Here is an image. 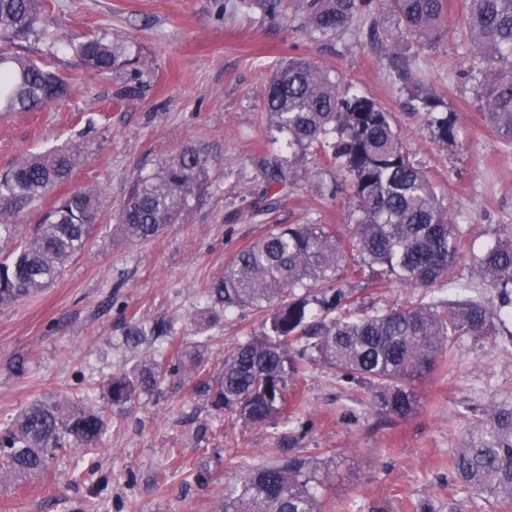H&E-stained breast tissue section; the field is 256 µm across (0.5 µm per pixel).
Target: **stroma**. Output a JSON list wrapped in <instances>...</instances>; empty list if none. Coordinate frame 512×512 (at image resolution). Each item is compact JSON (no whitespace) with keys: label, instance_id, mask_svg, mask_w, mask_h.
Here are the masks:
<instances>
[{"label":"stroma","instance_id":"stroma-1","mask_svg":"<svg viewBox=\"0 0 512 512\" xmlns=\"http://www.w3.org/2000/svg\"><path fill=\"white\" fill-rule=\"evenodd\" d=\"M60 33H94L120 45L111 74L81 75L70 93L36 112L0 119V171L22 156L71 144L85 160L63 191L93 190L101 209L84 250L50 288L0 310V423L38 398L89 395L105 406L104 385L169 354L165 339L131 347L126 326L165 321L179 343L200 352L217 377L224 355L262 331L248 307L224 312L207 282L243 247L277 224H333L349 230L348 180L311 152H291L263 110L275 69L306 57L393 114L416 162L458 224L465 252L512 234V147L485 124L472 63L455 34L465 0H446L453 32L420 50L414 65L456 115L454 142L434 140L424 113L390 74L391 43L374 23L373 0L350 28L327 39L305 27L300 0L273 15L241 0H53ZM139 92L122 97L125 86ZM193 146L213 161L207 193L179 223L147 244L125 240L118 213L133 180L159 159ZM366 307L397 308L420 289L355 283ZM28 356L25 375L7 363ZM404 418L381 417L366 390L316 365L288 383V408L264 426L222 421L191 385L162 384L113 408L101 447L63 451L37 478L0 472V512H216L227 480L265 463L277 448L319 453L333 472L320 512H512V501L472 499L448 464L470 407L512 403V354L492 341L465 340L452 371L417 382ZM208 473L207 483L192 479Z\"/></svg>","mask_w":512,"mask_h":512}]
</instances>
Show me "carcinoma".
<instances>
[{"label": "carcinoma", "mask_w": 512, "mask_h": 512, "mask_svg": "<svg viewBox=\"0 0 512 512\" xmlns=\"http://www.w3.org/2000/svg\"><path fill=\"white\" fill-rule=\"evenodd\" d=\"M371 0H302L305 23L324 37L347 30ZM386 15L412 38L392 44L389 71L432 114L443 100L413 67L416 48L448 39L443 0H385ZM52 0H0V115L33 112L68 93L71 77L22 52L23 44L64 42L78 68L112 71L120 51L97 35L62 36L52 28ZM463 33L474 51L472 80L487 125L512 143V0H466ZM269 124L287 136L290 149L327 158L351 177L354 201L349 236L333 224H277L243 247L205 293L224 310L251 306L264 313L259 335L238 342L224 359V373L201 379L199 355L180 346L153 360L136 377H111L109 404L121 406L137 392L167 380L190 383L211 407L246 425L268 423L282 410L288 380L319 364L367 390L371 405L389 417H406L416 405L415 382L438 364L453 366L465 338H494L512 350V235L488 243L472 262V275L498 290L500 305L481 298L438 299L448 272L463 257V235L436 185L415 162L392 122L373 98L311 60L292 58L271 79L263 105ZM435 139H456L452 116L432 120ZM83 160L77 147L29 154L0 173V308L35 297L61 276L96 226L99 199L92 191L57 197ZM210 158L185 146L131 184L120 210V232L133 243L156 239L176 224L207 190ZM38 224L25 232L27 214ZM380 274L425 293L400 308L363 310L344 273ZM318 305L313 310L312 305ZM173 341L169 328L145 332L134 320L126 341L148 336ZM108 410L81 400L36 399L0 426V470L19 477L48 471L65 442L98 447L109 426ZM454 478L476 497L512 499V404L490 401L470 409L460 447L450 459ZM332 472L319 457L282 451L224 485L222 512H319L320 493Z\"/></svg>", "instance_id": "cac0c4a2"}]
</instances>
